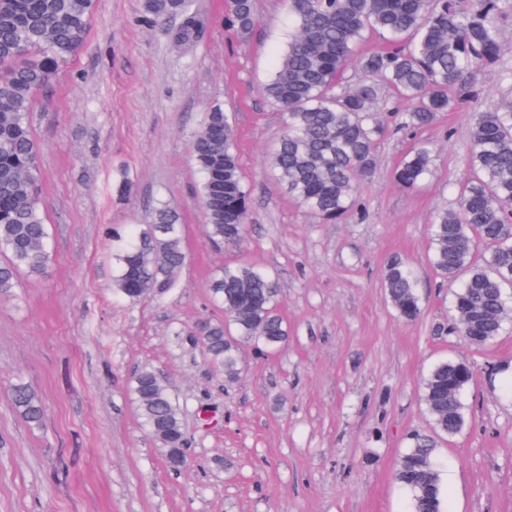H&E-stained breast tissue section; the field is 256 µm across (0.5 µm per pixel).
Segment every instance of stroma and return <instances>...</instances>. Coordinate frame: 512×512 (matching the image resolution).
I'll return each instance as SVG.
<instances>
[{"instance_id": "obj_1", "label": "stroma", "mask_w": 512, "mask_h": 512, "mask_svg": "<svg viewBox=\"0 0 512 512\" xmlns=\"http://www.w3.org/2000/svg\"><path fill=\"white\" fill-rule=\"evenodd\" d=\"M224 3L194 0L201 27L182 46L179 17L145 23L147 0H95L86 42L38 94L51 260L0 294V512H407L394 472L417 434L435 445L446 512H512V323L479 348L451 332L456 286L431 265L429 230L468 176L473 113L512 100V82L485 72L477 100L432 126H388L348 211L318 222L268 164L284 119L260 87L286 46L288 0H255L245 38ZM217 103L234 115L249 189L240 248L209 240L191 154ZM420 142L436 148L431 171L406 189L393 171ZM162 205L184 226L187 263L174 288L132 303L112 290L113 238ZM396 258L414 272L413 323L383 288ZM242 262L273 272L290 336L278 352L243 348L228 382L189 333L221 317L208 283ZM461 359L475 376L465 424L447 437L425 409L423 380ZM144 367L182 409L177 472L127 392ZM18 382L41 397L40 425L16 413Z\"/></svg>"}]
</instances>
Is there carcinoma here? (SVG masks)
Returning a JSON list of instances; mask_svg holds the SVG:
<instances>
[{
	"label": "carcinoma",
	"instance_id": "obj_1",
	"mask_svg": "<svg viewBox=\"0 0 512 512\" xmlns=\"http://www.w3.org/2000/svg\"><path fill=\"white\" fill-rule=\"evenodd\" d=\"M94 0H0V293L14 288L18 271L44 273L48 225L38 191L37 148L31 125L37 92L85 43ZM228 20L241 35L257 23L254 0H227ZM294 30L262 93L284 114V131L270 155L271 171L290 197L322 222L349 208L358 178L376 166L385 132L378 108L387 93L413 102L401 129H423L442 112L478 96L479 74L501 66L507 47L499 20L512 0H289ZM158 19L182 16L180 42L192 41L200 19L192 0H149ZM369 32L384 49L357 54ZM355 66L358 83L336 91ZM192 156L203 176L202 213L210 240L241 247L246 238L247 190L230 116L216 105L192 136ZM432 147L415 146L395 178L412 188L429 172ZM471 180L454 207L437 212L430 235L431 263L444 279H461L453 295L452 330L468 344L495 340L512 320V101L472 115ZM113 289L136 301L173 288L186 262L183 225L165 207L153 222L115 237ZM388 299L405 321L421 312L411 268L395 259L385 273ZM208 296L224 318L207 321L194 336L208 363L227 379L239 374L245 346L277 352L288 344L273 274L249 264H226L210 280ZM474 377L459 360L437 363L423 401L434 428L448 437L465 423L461 397ZM141 426L175 456L184 437L181 408L155 372L141 369L128 388ZM12 403L31 425L44 417L38 393L20 383ZM430 439L416 435L400 458L395 479L409 494L411 512H445Z\"/></svg>",
	"mask_w": 512,
	"mask_h": 512
}]
</instances>
